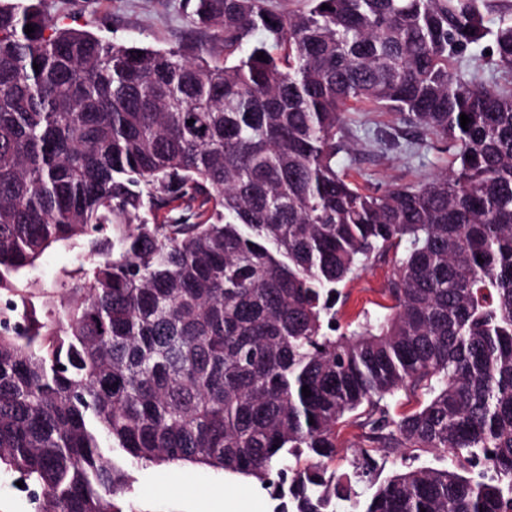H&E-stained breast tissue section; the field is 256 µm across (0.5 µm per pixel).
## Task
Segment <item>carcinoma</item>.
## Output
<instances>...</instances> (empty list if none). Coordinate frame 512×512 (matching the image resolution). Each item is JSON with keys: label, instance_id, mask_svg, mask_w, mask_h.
<instances>
[{"label": "carcinoma", "instance_id": "obj_1", "mask_svg": "<svg viewBox=\"0 0 512 512\" xmlns=\"http://www.w3.org/2000/svg\"><path fill=\"white\" fill-rule=\"evenodd\" d=\"M44 3L0 4V465L37 512H123L115 450L336 512L345 421L375 487L351 512H512V18L491 25L512 5L194 0L221 63L61 28ZM356 103L451 165L353 184ZM77 243L62 295L18 308ZM391 251V312L333 327L338 286ZM402 393L424 400L397 417ZM78 253V248H57L47 253L28 275L29 279L37 281L41 288H21L20 296L16 297L19 308L21 309L22 302H25L28 307L34 306L39 310L44 301L43 295L59 291L57 285L65 279L67 272L78 265Z\"/></svg>", "mask_w": 512, "mask_h": 512}]
</instances>
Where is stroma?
<instances>
[{"mask_svg": "<svg viewBox=\"0 0 512 512\" xmlns=\"http://www.w3.org/2000/svg\"><path fill=\"white\" fill-rule=\"evenodd\" d=\"M45 5L59 25L88 29L118 43L158 49L201 44L213 58L224 57L222 35L191 26L184 18L183 0H89L82 10L72 0H45ZM346 124L356 150L341 155L340 167L360 187L421 183L448 165L443 144L429 135L417 137L407 152L379 149L374 142L377 131H405L396 113L357 104L347 112ZM77 258V251L64 248L47 253L30 272L34 285L21 290L20 301L41 307L45 295L55 293L77 266ZM395 269L389 254L373 261L359 278L340 285L336 321L341 330L388 313L393 301L387 288ZM127 474L129 488L120 501L124 512H223L230 489L229 475L204 466H138L128 468Z\"/></svg>", "mask_w": 512, "mask_h": 512, "instance_id": "35a3bbf8", "label": "stroma"}]
</instances>
